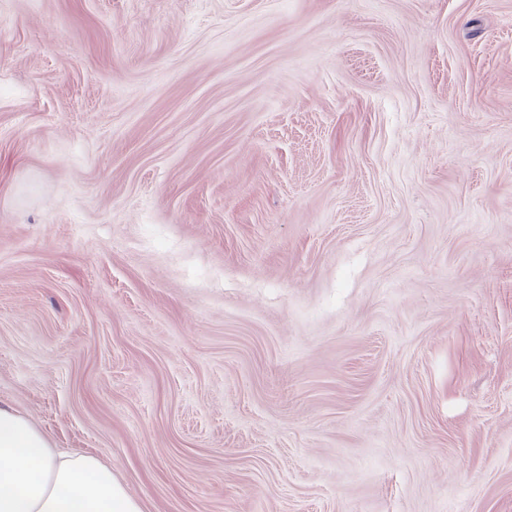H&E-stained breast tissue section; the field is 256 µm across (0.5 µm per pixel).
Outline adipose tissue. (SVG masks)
Returning <instances> with one entry per match:
<instances>
[{"label": "adipose tissue", "mask_w": 512, "mask_h": 512, "mask_svg": "<svg viewBox=\"0 0 512 512\" xmlns=\"http://www.w3.org/2000/svg\"><path fill=\"white\" fill-rule=\"evenodd\" d=\"M0 512H142L110 466L61 453L26 417L0 407Z\"/></svg>", "instance_id": "ef3b65f1"}]
</instances>
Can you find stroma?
<instances>
[{"label": "stroma", "mask_w": 512, "mask_h": 512, "mask_svg": "<svg viewBox=\"0 0 512 512\" xmlns=\"http://www.w3.org/2000/svg\"><path fill=\"white\" fill-rule=\"evenodd\" d=\"M0 405L143 512H512V0H0Z\"/></svg>", "instance_id": "35a3bbf8"}]
</instances>
